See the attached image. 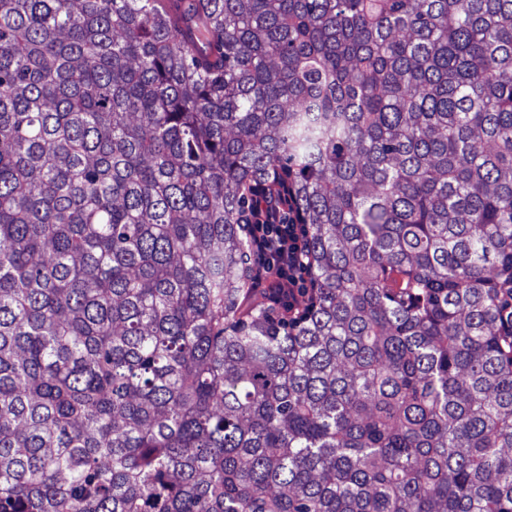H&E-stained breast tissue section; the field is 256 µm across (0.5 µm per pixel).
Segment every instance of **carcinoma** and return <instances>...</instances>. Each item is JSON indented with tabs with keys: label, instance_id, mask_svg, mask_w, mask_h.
<instances>
[{
	"label": "carcinoma",
	"instance_id": "cac0c4a2",
	"mask_svg": "<svg viewBox=\"0 0 512 512\" xmlns=\"http://www.w3.org/2000/svg\"><path fill=\"white\" fill-rule=\"evenodd\" d=\"M0 512H512V0H0ZM301 223L291 195L280 191L258 193L248 224L255 274L267 282V295L289 321L303 316L302 301L307 306L314 301L309 234Z\"/></svg>",
	"mask_w": 512,
	"mask_h": 512
}]
</instances>
